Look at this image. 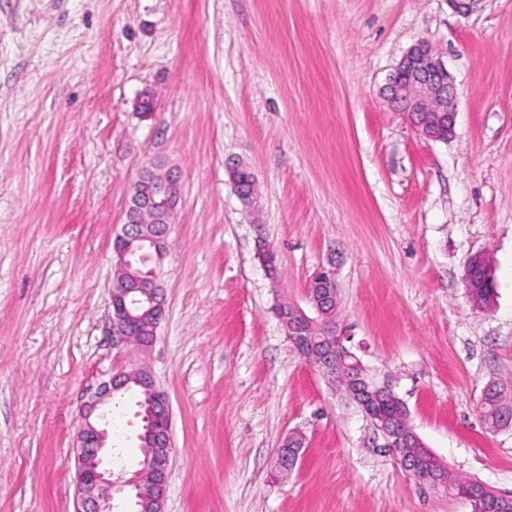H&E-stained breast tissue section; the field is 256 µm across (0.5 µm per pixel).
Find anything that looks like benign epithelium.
Instances as JSON below:
<instances>
[{
  "label": "benign epithelium",
  "instance_id": "1",
  "mask_svg": "<svg viewBox=\"0 0 512 512\" xmlns=\"http://www.w3.org/2000/svg\"><path fill=\"white\" fill-rule=\"evenodd\" d=\"M386 101L402 112L428 139L437 140L452 134L456 121L457 95L453 81L444 64L433 57L431 50L423 43L413 46L399 61L386 86ZM179 177L173 169L163 164L146 168L133 187L125 212L122 234L124 239L135 234L136 239L149 245V254L161 260L167 242L168 232L160 235H145L138 232L141 217L148 215L154 224H170V218L180 200ZM159 265H154L150 274L140 277L123 288L112 290V335L120 341H133L142 345L153 342L154 337L137 336L127 320L132 318L129 303L144 302L146 310L160 319L164 317L165 299L158 288ZM344 333L336 334V345L344 350L350 359L347 364L353 374L362 373L365 366L361 359L344 345ZM311 366L327 382L336 377V356L329 353ZM141 385L155 393L153 407L156 417L152 429L143 439L145 455L150 467L138 470L131 476L123 471H114L103 466V457L110 454L107 448V430L104 406L112 401L113 392L120 389L125 374L113 375L103 383L98 392L82 403L79 409L80 426L75 437L76 463V505L74 512H113V494H124L131 512H146L140 505L149 500L154 509L164 512L172 454L171 408L167 395L159 390L150 372H138ZM386 440V446L393 448L423 447L418 435H407L396 427L375 424ZM303 458L301 449L292 443L283 442L277 449L275 467L282 472L291 471Z\"/></svg>",
  "mask_w": 512,
  "mask_h": 512
}]
</instances>
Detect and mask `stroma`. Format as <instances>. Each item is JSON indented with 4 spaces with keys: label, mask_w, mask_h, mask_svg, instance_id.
<instances>
[{
    "label": "stroma",
    "mask_w": 512,
    "mask_h": 512,
    "mask_svg": "<svg viewBox=\"0 0 512 512\" xmlns=\"http://www.w3.org/2000/svg\"><path fill=\"white\" fill-rule=\"evenodd\" d=\"M420 41L457 90L445 140L383 100ZM155 162L181 199L141 348L111 334L112 245ZM476 253L512 273V0H0V512H73L78 408L139 368L171 403L164 512H471L406 474L287 340L275 305L307 306L330 262L350 348L426 448L512 491V426L480 421L488 385L512 390V292L472 308ZM136 412L112 404L114 470L139 467ZM292 441L288 443V437L284 440L281 448L277 449L275 467L281 472H288L293 470L297 465L298 460H302L304 452L301 453L302 448H294Z\"/></svg>",
    "instance_id": "35a3bbf8"
}]
</instances>
